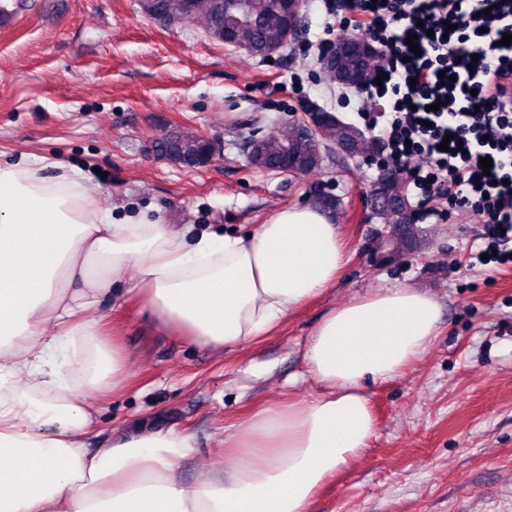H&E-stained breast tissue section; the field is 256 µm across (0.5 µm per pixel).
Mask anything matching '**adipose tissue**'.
I'll use <instances>...</instances> for the list:
<instances>
[{
    "label": "adipose tissue",
    "mask_w": 512,
    "mask_h": 512,
    "mask_svg": "<svg viewBox=\"0 0 512 512\" xmlns=\"http://www.w3.org/2000/svg\"><path fill=\"white\" fill-rule=\"evenodd\" d=\"M42 170L31 156L0 163V512H311L377 433L364 383L398 378L428 351L436 300L385 288L327 312L304 351L317 393L225 429L221 457L189 483L192 433L97 436L126 358L90 312L122 289L168 335L242 348L335 285L347 261L338 228L312 205L224 236L117 219L80 171Z\"/></svg>",
    "instance_id": "adipose-tissue-1"
}]
</instances>
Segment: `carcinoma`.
<instances>
[{"instance_id":"carcinoma-1","label":"carcinoma","mask_w":512,"mask_h":512,"mask_svg":"<svg viewBox=\"0 0 512 512\" xmlns=\"http://www.w3.org/2000/svg\"><path fill=\"white\" fill-rule=\"evenodd\" d=\"M285 0H154L158 8L171 18L187 17V24L204 21L205 31L212 34L215 25L224 27L228 40L234 45L271 47L284 43L287 17ZM348 140L353 141L354 155H362L369 147L368 140L355 136L332 120H321L319 128L307 134L298 125L292 130L278 128L275 134L262 139L263 164L268 168L286 169L295 166L301 173L319 168L323 151ZM202 136L185 130L166 133L160 143L165 150L185 156L183 165L197 167L202 153ZM388 229L386 249L396 254L417 252L424 245L423 230H399L398 211L387 209L380 213Z\"/></svg>"}]
</instances>
